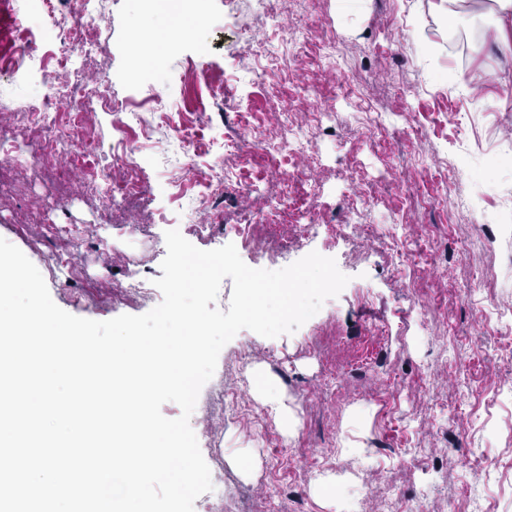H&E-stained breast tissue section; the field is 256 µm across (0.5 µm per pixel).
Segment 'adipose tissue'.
Here are the masks:
<instances>
[{"mask_svg": "<svg viewBox=\"0 0 512 512\" xmlns=\"http://www.w3.org/2000/svg\"><path fill=\"white\" fill-rule=\"evenodd\" d=\"M487 18L486 32L505 58H512V0H434L433 10L446 24H453L459 5Z\"/></svg>", "mask_w": 512, "mask_h": 512, "instance_id": "obj_1", "label": "adipose tissue"}]
</instances>
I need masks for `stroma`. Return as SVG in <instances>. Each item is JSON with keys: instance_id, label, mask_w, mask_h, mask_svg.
Listing matches in <instances>:
<instances>
[{"instance_id": "stroma-1", "label": "stroma", "mask_w": 512, "mask_h": 512, "mask_svg": "<svg viewBox=\"0 0 512 512\" xmlns=\"http://www.w3.org/2000/svg\"><path fill=\"white\" fill-rule=\"evenodd\" d=\"M433 0H206L203 29L167 44L174 25L140 0H111L95 21L97 52L87 78L109 72L111 90L143 100L173 92L172 120L147 113L151 146L137 159L151 192L101 216L70 158L98 140L97 163L113 180V143L142 141L138 127L95 107L58 147L54 170L0 165V237L42 274L61 309L92 320L140 315L153 304L122 293L133 280L161 277L164 251L151 240L179 230L202 250L234 244L250 267L278 270L310 252L334 258L349 281L314 319L265 338L243 330L221 350L190 421L208 431L201 453L224 472V512H369L385 499L427 490L429 512L468 507L480 486L481 512H512V328L482 317L489 304L512 308V228L474 227L480 212L512 210V167L486 172L490 151L512 154V76L478 35L481 20L460 13L445 25ZM157 40L145 62L153 81L126 74L143 26ZM71 75L50 61L25 77L0 73V132L16 122L15 103L41 82ZM224 88L214 103L207 84ZM381 113L386 135H369ZM276 132L241 157L231 146L242 126ZM196 141L198 180L222 158L224 201L197 196L186 223L166 182L183 163L173 143ZM398 164L390 168L387 157ZM294 173L281 184V172ZM288 194L287 214L267 204ZM375 204L372 224L402 225L399 237H360L361 195ZM61 207L43 211L46 197ZM433 244L428 262L404 267L402 248ZM396 375L404 391L389 392ZM288 407L287 424L265 415L256 379ZM482 454L473 472L459 450Z\"/></svg>"}]
</instances>
